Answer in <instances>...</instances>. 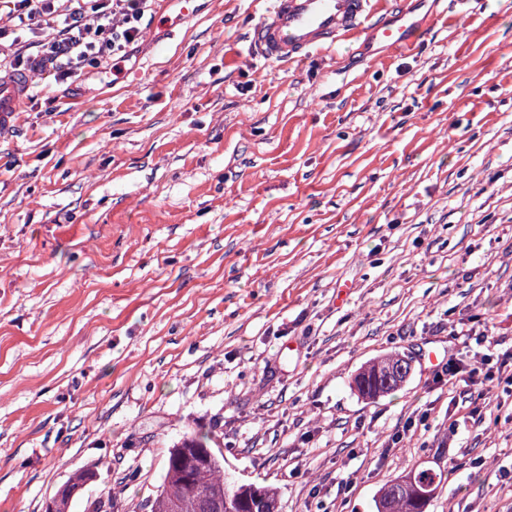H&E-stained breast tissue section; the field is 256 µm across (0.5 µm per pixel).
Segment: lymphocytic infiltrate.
<instances>
[{
	"instance_id": "f902f5d3",
	"label": "lymphocytic infiltrate",
	"mask_w": 512,
	"mask_h": 512,
	"mask_svg": "<svg viewBox=\"0 0 512 512\" xmlns=\"http://www.w3.org/2000/svg\"><path fill=\"white\" fill-rule=\"evenodd\" d=\"M153 0H0L17 29L40 32L33 54L0 50V68L44 71L59 79L104 68L141 36Z\"/></svg>"
}]
</instances>
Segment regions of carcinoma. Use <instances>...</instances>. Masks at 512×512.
<instances>
[{"mask_svg": "<svg viewBox=\"0 0 512 512\" xmlns=\"http://www.w3.org/2000/svg\"><path fill=\"white\" fill-rule=\"evenodd\" d=\"M400 358L399 354H388L361 368L353 379L359 395L376 398L400 388L396 382L382 383L384 371ZM184 467L185 463L169 454L164 482L153 501L151 512H172L173 505L177 512H202L201 501L209 493H224L226 498H231L233 482L224 475L221 460L191 468L188 482L180 476ZM445 479L446 475L440 468H412L379 491L377 512H427L436 490Z\"/></svg>", "mask_w": 512, "mask_h": 512, "instance_id": "obj_1", "label": "carcinoma"}]
</instances>
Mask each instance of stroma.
I'll return each instance as SVG.
<instances>
[{"label":"stroma","mask_w":512,"mask_h":512,"mask_svg":"<svg viewBox=\"0 0 512 512\" xmlns=\"http://www.w3.org/2000/svg\"><path fill=\"white\" fill-rule=\"evenodd\" d=\"M183 7L120 73L29 74L0 137V512L83 471L68 512H150L193 432L281 512H376L418 464L448 473L428 512H512V392L423 359L470 368L472 317L512 351V0L288 63L248 40L273 0ZM389 352L410 377L363 398ZM405 358L399 354H388L380 359L370 362L355 375L353 386L355 390L365 398H376L379 396L390 394L400 388L404 382L398 384L392 380L407 379L411 373V369L407 373V369L403 362L392 365L396 360ZM391 366L385 373V381L390 384L380 383L384 375V371ZM444 372L446 376L448 375V383L451 382L456 388H461V393H463L466 398L474 397V393L476 392L474 386L478 385V383L482 385L481 391L491 389L488 383H492L493 381L492 370H487L483 378L479 381L478 378L475 377L479 370L473 369L467 371L466 369H462L458 363L450 361Z\"/></svg>","instance_id":"stroma-1"}]
</instances>
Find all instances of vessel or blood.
Wrapping results in <instances>:
<instances>
[{"mask_svg":"<svg viewBox=\"0 0 512 512\" xmlns=\"http://www.w3.org/2000/svg\"><path fill=\"white\" fill-rule=\"evenodd\" d=\"M370 0H274L269 17L252 30L251 45L270 60H290L346 40L368 39L390 48L414 47L418 26L411 9L398 19L371 17ZM20 77H0V135L25 101Z\"/></svg>","mask_w":512,"mask_h":512,"instance_id":"1","label":"vessel or blood"}]
</instances>
